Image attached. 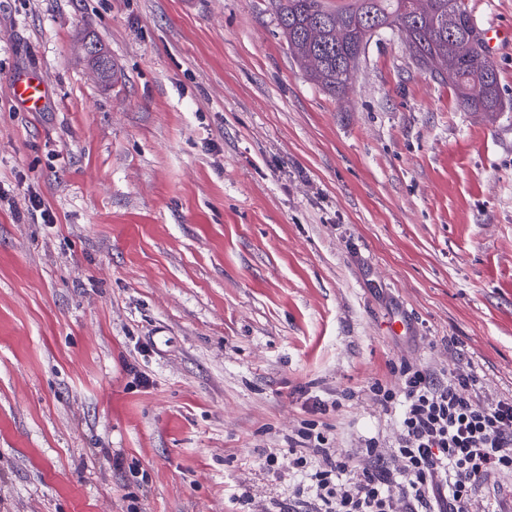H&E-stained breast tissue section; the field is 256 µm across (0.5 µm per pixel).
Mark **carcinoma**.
I'll return each instance as SVG.
<instances>
[{
	"label": "carcinoma",
	"instance_id": "1",
	"mask_svg": "<svg viewBox=\"0 0 512 512\" xmlns=\"http://www.w3.org/2000/svg\"><path fill=\"white\" fill-rule=\"evenodd\" d=\"M291 56L306 77L340 100L346 95L370 39L398 32L420 70L450 85L467 112L493 117L504 111L498 74L486 54L468 51L473 28L463 0H271ZM93 63L100 78L113 77L112 62L95 43Z\"/></svg>",
	"mask_w": 512,
	"mask_h": 512
}]
</instances>
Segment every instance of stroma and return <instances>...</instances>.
I'll list each match as a JSON object with an SVG mask.
<instances>
[{
    "label": "stroma",
    "instance_id": "1",
    "mask_svg": "<svg viewBox=\"0 0 512 512\" xmlns=\"http://www.w3.org/2000/svg\"><path fill=\"white\" fill-rule=\"evenodd\" d=\"M490 60L491 121L389 31L336 100L270 0H0V512H276L262 450L315 418L344 454L394 443L370 386L400 363L512 394ZM13 97L30 110H40L45 103L46 87L35 74L19 75L11 82Z\"/></svg>",
    "mask_w": 512,
    "mask_h": 512
}]
</instances>
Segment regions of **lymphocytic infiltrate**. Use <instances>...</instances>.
Masks as SVG:
<instances>
[{
	"label": "lymphocytic infiltrate",
	"mask_w": 512,
	"mask_h": 512,
	"mask_svg": "<svg viewBox=\"0 0 512 512\" xmlns=\"http://www.w3.org/2000/svg\"><path fill=\"white\" fill-rule=\"evenodd\" d=\"M482 379L460 368L401 364L394 384L374 382L384 410L399 409L395 446L364 440L352 457L330 448L316 421L304 422L288 447L262 452L275 476L305 475L280 512H496L476 494L490 473H512V398L481 400Z\"/></svg>",
	"instance_id": "1"
}]
</instances>
